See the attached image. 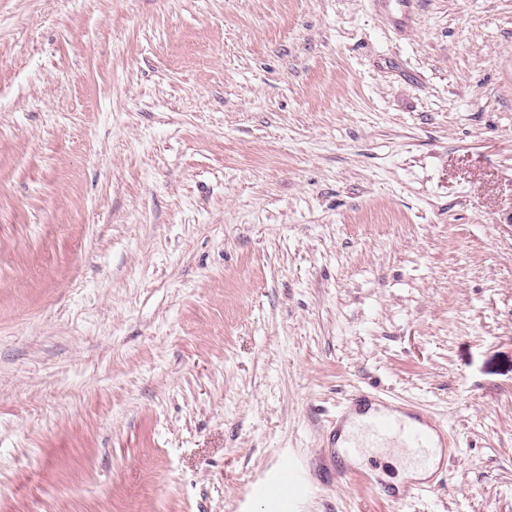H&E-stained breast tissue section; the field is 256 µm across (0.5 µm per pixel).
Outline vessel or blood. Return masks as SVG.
Returning a JSON list of instances; mask_svg holds the SVG:
<instances>
[{"label":"vessel or blood","instance_id":"1","mask_svg":"<svg viewBox=\"0 0 512 512\" xmlns=\"http://www.w3.org/2000/svg\"><path fill=\"white\" fill-rule=\"evenodd\" d=\"M330 445L340 458L357 455L364 448H400L423 465L433 451L448 453L455 442L445 426L414 403L360 389L339 410ZM308 493L300 465L292 456L282 458L249 489L251 500L261 503L263 512H299Z\"/></svg>","mask_w":512,"mask_h":512}]
</instances>
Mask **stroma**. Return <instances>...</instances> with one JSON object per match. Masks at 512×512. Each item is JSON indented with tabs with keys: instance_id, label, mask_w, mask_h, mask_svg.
<instances>
[{
	"instance_id": "obj_1",
	"label": "stroma",
	"mask_w": 512,
	"mask_h": 512,
	"mask_svg": "<svg viewBox=\"0 0 512 512\" xmlns=\"http://www.w3.org/2000/svg\"><path fill=\"white\" fill-rule=\"evenodd\" d=\"M456 451L317 473L357 386ZM512 512V0H0V512ZM308 493L298 460L290 454L249 488L250 499L261 503L264 512H300L299 504Z\"/></svg>"
}]
</instances>
